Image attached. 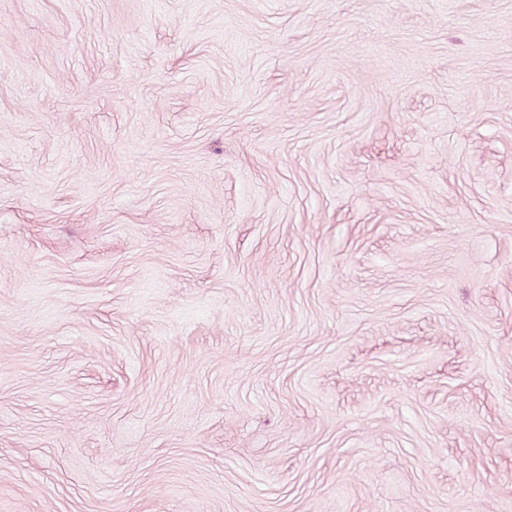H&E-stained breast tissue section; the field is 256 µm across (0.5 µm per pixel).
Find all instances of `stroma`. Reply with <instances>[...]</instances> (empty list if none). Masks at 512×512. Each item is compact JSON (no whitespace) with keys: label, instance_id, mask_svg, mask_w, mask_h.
Returning a JSON list of instances; mask_svg holds the SVG:
<instances>
[{"label":"stroma","instance_id":"obj_1","mask_svg":"<svg viewBox=\"0 0 512 512\" xmlns=\"http://www.w3.org/2000/svg\"><path fill=\"white\" fill-rule=\"evenodd\" d=\"M0 512H512V0H0Z\"/></svg>","mask_w":512,"mask_h":512}]
</instances>
